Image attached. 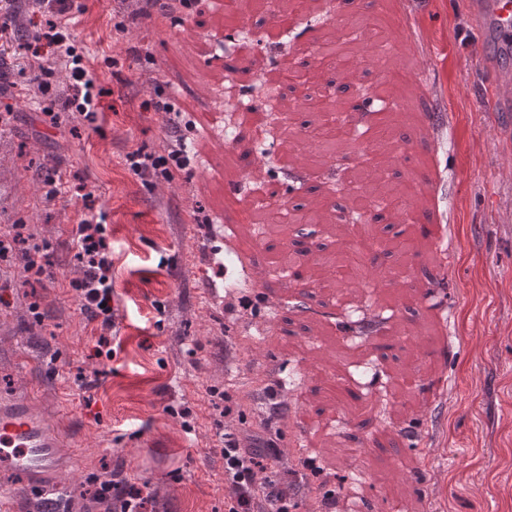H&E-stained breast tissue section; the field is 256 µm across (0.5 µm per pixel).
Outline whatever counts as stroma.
Here are the masks:
<instances>
[{
    "label": "stroma",
    "mask_w": 512,
    "mask_h": 512,
    "mask_svg": "<svg viewBox=\"0 0 512 512\" xmlns=\"http://www.w3.org/2000/svg\"><path fill=\"white\" fill-rule=\"evenodd\" d=\"M79 2L70 33L99 93L96 122L65 109L64 67L44 94L38 72L24 68L29 51L53 58L35 0L15 4L32 44L0 47V239L24 225L28 244L47 245L49 257L36 278L22 260L28 245L0 254V397L30 398L74 447L54 512H79L74 495L104 470L149 483L159 512H225L215 450L241 429L274 438L297 512H316L324 487L336 512H347L353 490L363 512H395L387 479L408 512H512V137L487 103L483 66L512 71V52L494 54L471 0L370 7L369 18L394 31L372 71L418 75L392 89L396 137L379 147L382 178L415 179L421 190L404 225L416 248L394 288L366 280L369 306L356 314L270 274L269 263L357 230L385 236L370 218H345L359 193L348 175L366 157L354 148L332 158L310 150L298 162L268 153L267 177L289 205L326 197L339 209L305 238L288 223L250 246L253 219L238 201L250 192L251 136L218 117L225 84L258 99L259 76L232 48L235 22L217 25L208 0L171 16L145 0ZM339 19L338 0H315L310 22L266 23L258 55L269 70L303 60ZM120 21L125 31H115ZM189 27L210 38V54L195 52ZM327 80L338 113L355 128L372 125L360 107L368 83ZM157 101L180 110L194 154L167 179L126 164L131 147L160 154L169 142ZM89 206L105 212L112 243L108 359L93 356V326L71 287L67 229ZM416 358L423 374L410 398L397 383ZM96 370L100 386L79 391L76 375ZM330 377L354 393L335 434L319 422Z\"/></svg>",
    "instance_id": "obj_1"
}]
</instances>
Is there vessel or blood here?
Returning <instances> with one entry per match:
<instances>
[{
    "label": "vessel or blood",
    "mask_w": 512,
    "mask_h": 512,
    "mask_svg": "<svg viewBox=\"0 0 512 512\" xmlns=\"http://www.w3.org/2000/svg\"><path fill=\"white\" fill-rule=\"evenodd\" d=\"M473 11L498 44H512V0H473ZM494 109L501 124L512 123L511 73L497 76ZM64 445L62 428L51 426L28 400H0V474L15 479L9 494L29 497L56 487L70 464Z\"/></svg>",
    "instance_id": "obj_1"
}]
</instances>
